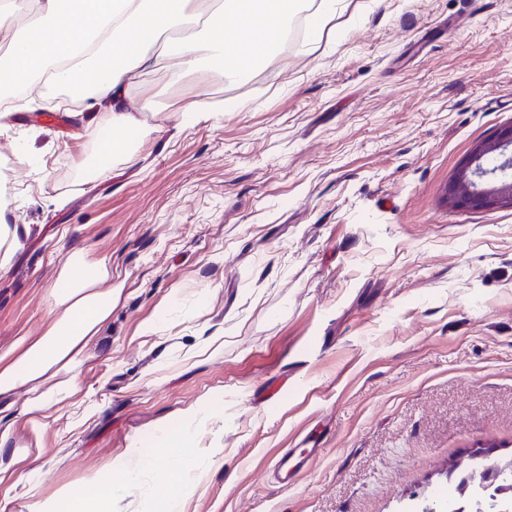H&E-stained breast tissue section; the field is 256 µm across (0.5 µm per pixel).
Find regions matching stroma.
Segmentation results:
<instances>
[{
  "label": "stroma",
  "instance_id": "35a3bbf8",
  "mask_svg": "<svg viewBox=\"0 0 512 512\" xmlns=\"http://www.w3.org/2000/svg\"><path fill=\"white\" fill-rule=\"evenodd\" d=\"M305 23L240 82L140 78L129 161L101 166L104 108L51 90L0 120V353L51 325L69 253L112 261L38 447L25 389L0 396V512L171 465L160 430L204 405L181 512H430L453 460L512 459V208L444 197L512 124V0H344L312 44ZM297 439L321 455L283 487Z\"/></svg>",
  "mask_w": 512,
  "mask_h": 512
}]
</instances>
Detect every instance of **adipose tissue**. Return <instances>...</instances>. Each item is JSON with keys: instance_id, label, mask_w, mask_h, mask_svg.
I'll list each match as a JSON object with an SVG mask.
<instances>
[{"instance_id": "1", "label": "adipose tissue", "mask_w": 512, "mask_h": 512, "mask_svg": "<svg viewBox=\"0 0 512 512\" xmlns=\"http://www.w3.org/2000/svg\"><path fill=\"white\" fill-rule=\"evenodd\" d=\"M0 30L10 36L0 55V75L9 92L2 112L26 108L25 93L38 86L65 87L78 101L105 102L109 117L96 139L101 163L129 157L145 106L131 93L145 74L166 67L173 79L200 65L220 70L225 80L247 77L262 61L279 55L288 22L300 0H7ZM56 318L36 338H20L0 356V394L29 389L24 409L33 438L43 431L41 416L70 392L42 389L49 373L74 363L97 339L112 312V265L85 263L70 253L53 284ZM190 427L164 431V451L182 450L183 465L159 470L179 490L188 484L194 458L185 452ZM119 481L98 485L92 496L63 492L68 512H112V502L135 484L134 469L121 464Z\"/></svg>"}]
</instances>
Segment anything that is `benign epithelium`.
I'll return each mask as SVG.
<instances>
[{
	"instance_id": "7a95c632",
	"label": "benign epithelium",
	"mask_w": 512,
	"mask_h": 512,
	"mask_svg": "<svg viewBox=\"0 0 512 512\" xmlns=\"http://www.w3.org/2000/svg\"><path fill=\"white\" fill-rule=\"evenodd\" d=\"M511 147L512 124L474 151L478 159L494 153L503 157L499 167L490 171L478 164H466L448 184V202L456 208L512 207V155L506 154Z\"/></svg>"
}]
</instances>
